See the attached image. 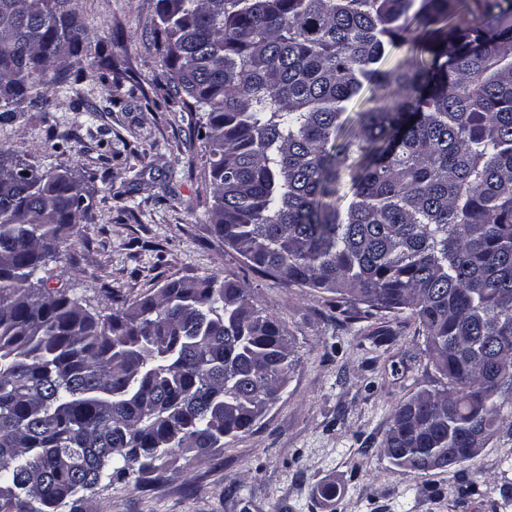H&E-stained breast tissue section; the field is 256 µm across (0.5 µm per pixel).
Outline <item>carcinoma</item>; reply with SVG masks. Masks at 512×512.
<instances>
[{"instance_id": "1", "label": "carcinoma", "mask_w": 512, "mask_h": 512, "mask_svg": "<svg viewBox=\"0 0 512 512\" xmlns=\"http://www.w3.org/2000/svg\"><path fill=\"white\" fill-rule=\"evenodd\" d=\"M157 0L168 95L200 112L209 222L249 266L407 314L441 386L396 407L383 454L426 473L483 448L512 395V0ZM448 23L429 66L375 68L409 29ZM72 0H0V123L42 111L46 68L90 43ZM111 58L58 70L77 92ZM384 105L338 144L362 80ZM0 157V512H84L250 430L288 379L281 325L240 282L172 280L95 312L50 288L61 242L94 220L66 170ZM349 171L344 219L324 198Z\"/></svg>"}]
</instances>
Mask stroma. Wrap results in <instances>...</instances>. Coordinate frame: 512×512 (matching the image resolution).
Wrapping results in <instances>:
<instances>
[{
	"label": "stroma",
	"instance_id": "obj_1",
	"mask_svg": "<svg viewBox=\"0 0 512 512\" xmlns=\"http://www.w3.org/2000/svg\"><path fill=\"white\" fill-rule=\"evenodd\" d=\"M77 2L92 49L112 54L111 74L82 83L74 102L45 70L35 89L50 101L45 111L0 125V151L88 180L95 220L59 246L49 287L101 310L173 279L226 276L282 324L293 359L286 386L251 430L146 484L113 483L96 496L101 512H512V396L473 461L426 475L391 464L381 448L394 409L438 383L414 319L360 308L343 321L335 295L251 269L208 220L196 113L160 91L157 0ZM423 33L411 23L379 70L429 60L414 42ZM325 484L335 499L319 496Z\"/></svg>",
	"mask_w": 512,
	"mask_h": 512
}]
</instances>
